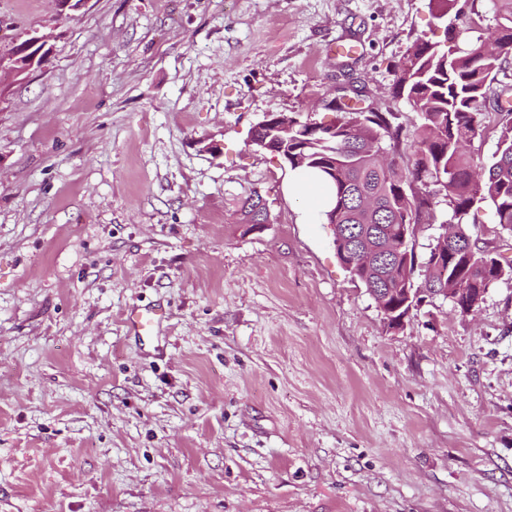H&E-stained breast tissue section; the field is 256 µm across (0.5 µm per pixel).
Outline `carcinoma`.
<instances>
[{"instance_id": "cac0c4a2", "label": "carcinoma", "mask_w": 512, "mask_h": 512, "mask_svg": "<svg viewBox=\"0 0 512 512\" xmlns=\"http://www.w3.org/2000/svg\"><path fill=\"white\" fill-rule=\"evenodd\" d=\"M453 19L446 26L448 39L476 28L477 0H445ZM495 29L479 36L469 48L449 55L424 38L411 46L402 75L395 78L392 95L405 100L418 114V139L412 153L400 163L401 129L393 125V113L368 105L356 108L336 102V121L326 128L298 123L288 117V132L254 131V140H265L270 149L288 150L290 170L320 176L330 187L333 201L324 213L336 226L339 261L354 260L351 276L365 288H390L385 307L394 309L403 299L400 288H422L438 295L444 288H486L512 273V262L472 240L466 225L483 203L494 207L501 229L512 233V107L502 103V92L493 88L496 76L512 61V0H493ZM18 38L14 68L24 70L31 54ZM502 116L493 161L479 165L461 150L476 137L480 116L488 110ZM390 141L392 158L380 160L383 140ZM440 187L451 215L446 224L448 267L426 261L423 282L416 281L417 259L414 229L430 224L433 195ZM270 220L266 200L258 192L246 197L240 223Z\"/></svg>"}]
</instances>
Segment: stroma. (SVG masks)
Listing matches in <instances>:
<instances>
[{
    "label": "stroma",
    "mask_w": 512,
    "mask_h": 512,
    "mask_svg": "<svg viewBox=\"0 0 512 512\" xmlns=\"http://www.w3.org/2000/svg\"><path fill=\"white\" fill-rule=\"evenodd\" d=\"M434 0H53L0 9V44L54 27L0 84V512H512V275L463 314L388 328L304 223L266 115L327 123L393 98ZM221 146L203 152L201 139ZM260 193L266 229L238 221ZM468 232L512 260L482 205ZM165 310L164 351L127 337ZM164 321L165 313L162 308L133 305L126 310L124 315L127 332L143 341L144 339H158Z\"/></svg>",
    "instance_id": "35a3bbf8"
}]
</instances>
